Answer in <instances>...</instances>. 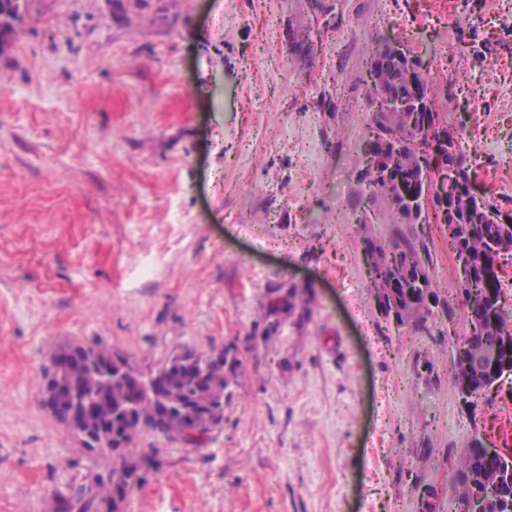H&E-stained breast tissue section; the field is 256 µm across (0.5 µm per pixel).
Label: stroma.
Listing matches in <instances>:
<instances>
[{
	"label": "stroma",
	"instance_id": "obj_1",
	"mask_svg": "<svg viewBox=\"0 0 512 512\" xmlns=\"http://www.w3.org/2000/svg\"><path fill=\"white\" fill-rule=\"evenodd\" d=\"M379 33L512 216V0H24L0 50V512H51L93 467L42 403L72 344L240 361L204 447L139 435L162 465L123 512H453L472 435L512 452V374L455 393L460 297L429 335L373 305L351 171ZM424 230L447 290L448 229ZM282 283L312 315L269 338ZM282 286H276L270 288L267 292V303L264 305V312L262 314V320L271 325L270 317L277 314L282 305L273 306L271 300L273 297H280ZM281 300L288 302V314H294L297 312V316L300 320L309 319L311 316V297L307 288L300 287L292 284L288 287V296L280 297Z\"/></svg>",
	"mask_w": 512,
	"mask_h": 512
}]
</instances>
